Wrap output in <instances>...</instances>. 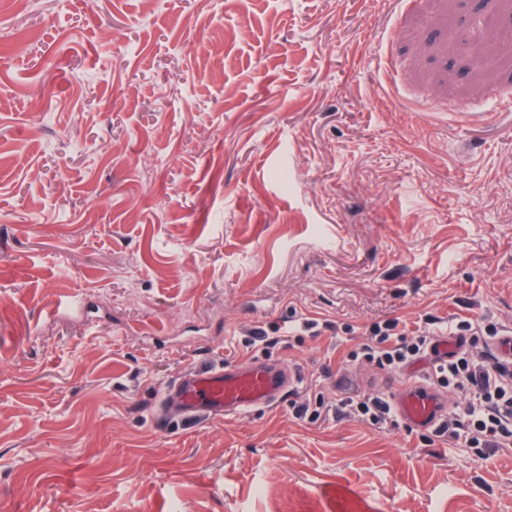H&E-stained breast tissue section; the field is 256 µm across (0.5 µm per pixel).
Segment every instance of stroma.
Returning <instances> with one entry per match:
<instances>
[{
	"mask_svg": "<svg viewBox=\"0 0 512 512\" xmlns=\"http://www.w3.org/2000/svg\"><path fill=\"white\" fill-rule=\"evenodd\" d=\"M390 318L512 328L500 0H0V512H512V444L296 415ZM295 382L291 369L258 357L189 370L164 392L159 421L223 417L270 407L291 391Z\"/></svg>",
	"mask_w": 512,
	"mask_h": 512,
	"instance_id": "35a3bbf8",
	"label": "stroma"
}]
</instances>
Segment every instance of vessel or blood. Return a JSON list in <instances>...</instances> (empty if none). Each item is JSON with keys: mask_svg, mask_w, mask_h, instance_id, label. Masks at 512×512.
<instances>
[{"mask_svg": "<svg viewBox=\"0 0 512 512\" xmlns=\"http://www.w3.org/2000/svg\"><path fill=\"white\" fill-rule=\"evenodd\" d=\"M296 382L294 372L276 361L252 358L231 365L184 372L164 392L161 422L215 418L279 402ZM398 416L413 428H436L446 417L448 399L432 381L389 379Z\"/></svg>", "mask_w": 512, "mask_h": 512, "instance_id": "b4317fda", "label": "vessel or blood"}]
</instances>
